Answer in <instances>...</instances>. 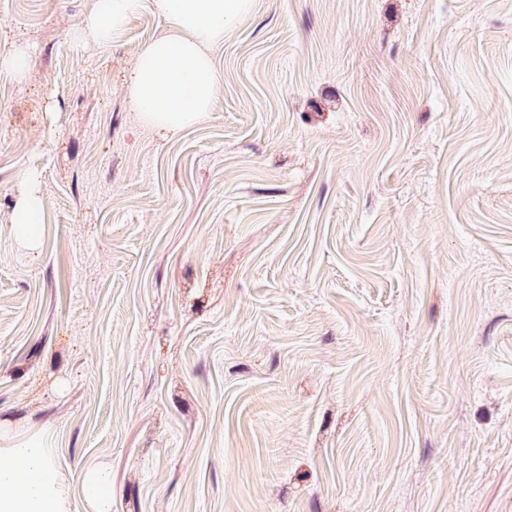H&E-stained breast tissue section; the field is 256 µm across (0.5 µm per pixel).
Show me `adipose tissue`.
<instances>
[{
  "label": "adipose tissue",
  "instance_id": "obj_1",
  "mask_svg": "<svg viewBox=\"0 0 512 512\" xmlns=\"http://www.w3.org/2000/svg\"><path fill=\"white\" fill-rule=\"evenodd\" d=\"M253 0H95L87 32L108 43L144 4L166 20L167 31L139 50L126 74L124 90L141 125L175 139L206 119L218 92L212 55L224 34L249 12ZM43 203L35 180H28L11 217L14 235L37 248ZM90 512H112V471L98 463L82 470L79 484L60 473L38 438L0 448V512H67L74 493Z\"/></svg>",
  "mask_w": 512,
  "mask_h": 512
}]
</instances>
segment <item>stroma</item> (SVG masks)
I'll use <instances>...</instances> for the list:
<instances>
[{
  "instance_id": "obj_1",
  "label": "stroma",
  "mask_w": 512,
  "mask_h": 512,
  "mask_svg": "<svg viewBox=\"0 0 512 512\" xmlns=\"http://www.w3.org/2000/svg\"><path fill=\"white\" fill-rule=\"evenodd\" d=\"M93 2L0 0V430L112 512H512V0H255L176 139ZM0 68L13 73L19 78H23L26 71V60L23 54L18 51L13 44L1 41L0 36ZM26 182L27 190L18 198L12 213L11 229L23 244L35 249L39 242L43 203L35 180L28 177ZM79 491L90 512H112V471L98 463L82 470Z\"/></svg>"
}]
</instances>
